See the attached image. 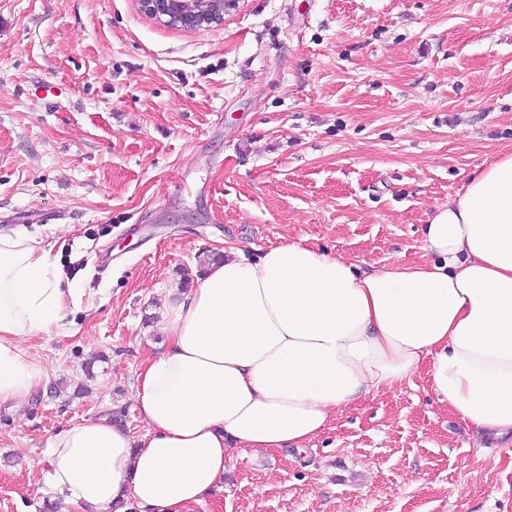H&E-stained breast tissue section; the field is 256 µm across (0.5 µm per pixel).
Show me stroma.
Instances as JSON below:
<instances>
[{"label":"stroma","instance_id":"stroma-1","mask_svg":"<svg viewBox=\"0 0 512 512\" xmlns=\"http://www.w3.org/2000/svg\"><path fill=\"white\" fill-rule=\"evenodd\" d=\"M510 150L512 0H239L210 29L0 0V232L77 284L66 329L26 341L47 386L0 408V512H48L49 436L99 415L144 433L137 374L205 256L291 239L421 262L433 208ZM228 469L192 512H512V437L423 372Z\"/></svg>","mask_w":512,"mask_h":512}]
</instances>
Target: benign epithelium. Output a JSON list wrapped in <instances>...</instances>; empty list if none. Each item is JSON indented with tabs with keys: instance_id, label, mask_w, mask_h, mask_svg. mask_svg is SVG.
<instances>
[{
	"instance_id": "7a95c632",
	"label": "benign epithelium",
	"mask_w": 512,
	"mask_h": 512,
	"mask_svg": "<svg viewBox=\"0 0 512 512\" xmlns=\"http://www.w3.org/2000/svg\"><path fill=\"white\" fill-rule=\"evenodd\" d=\"M237 0H139L141 10L169 25L183 28L217 27Z\"/></svg>"
}]
</instances>
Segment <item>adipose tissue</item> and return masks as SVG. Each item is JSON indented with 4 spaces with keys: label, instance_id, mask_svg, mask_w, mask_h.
Masks as SVG:
<instances>
[{
    "label": "adipose tissue",
    "instance_id": "1",
    "mask_svg": "<svg viewBox=\"0 0 512 512\" xmlns=\"http://www.w3.org/2000/svg\"><path fill=\"white\" fill-rule=\"evenodd\" d=\"M426 260L364 271L286 240L226 250L162 321L137 376L144 435L87 418L50 436L43 483L73 512H190L239 448H301L337 414L426 369L463 423L512 432V152L432 211ZM72 282L0 233V406L40 390L25 343L66 321Z\"/></svg>",
    "mask_w": 512,
    "mask_h": 512
}]
</instances>
